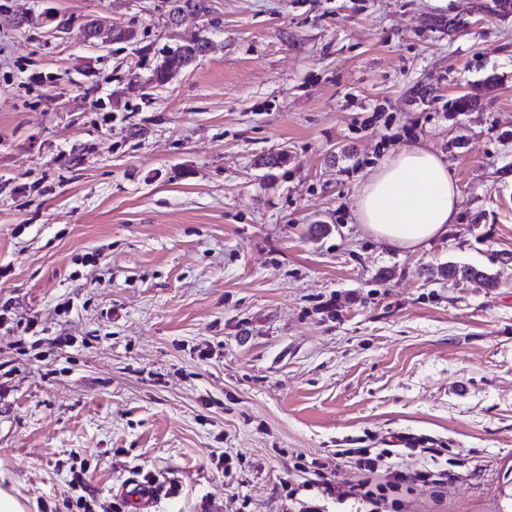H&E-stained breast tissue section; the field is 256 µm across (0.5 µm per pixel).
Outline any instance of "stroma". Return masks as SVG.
Listing matches in <instances>:
<instances>
[{
  "label": "stroma",
  "mask_w": 512,
  "mask_h": 512,
  "mask_svg": "<svg viewBox=\"0 0 512 512\" xmlns=\"http://www.w3.org/2000/svg\"><path fill=\"white\" fill-rule=\"evenodd\" d=\"M203 3L172 27L166 0H0V489L27 512H357L302 486L355 481L360 448L411 470L436 448L450 479L404 512H512V12ZM48 12L71 29L20 22ZM98 16L137 43L84 45ZM193 32L213 50L141 94ZM412 144L459 213L392 250L354 201ZM144 481L149 506L119 492ZM440 272L443 275H448V277H456L459 275L463 279L477 281L486 288H494L497 284L495 277L472 266L458 267L457 265L448 264V266L441 268Z\"/></svg>",
  "instance_id": "obj_1"
}]
</instances>
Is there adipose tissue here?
<instances>
[{
    "mask_svg": "<svg viewBox=\"0 0 512 512\" xmlns=\"http://www.w3.org/2000/svg\"><path fill=\"white\" fill-rule=\"evenodd\" d=\"M459 204V187L447 162L416 145L390 154L366 177L354 215L383 245L409 250L446 233Z\"/></svg>",
    "mask_w": 512,
    "mask_h": 512,
    "instance_id": "ef3b65f1",
    "label": "adipose tissue"
}]
</instances>
